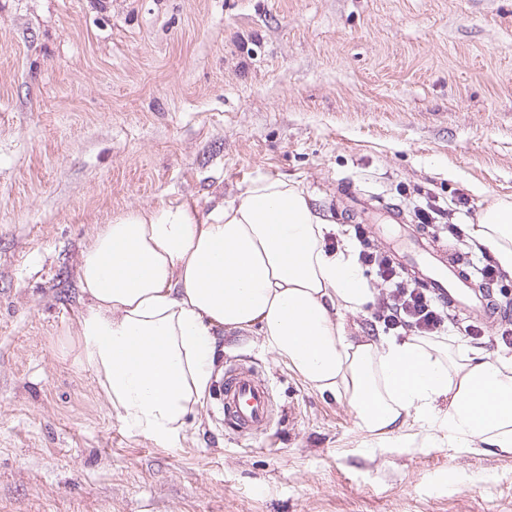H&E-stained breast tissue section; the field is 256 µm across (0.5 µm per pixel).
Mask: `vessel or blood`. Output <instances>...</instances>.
Wrapping results in <instances>:
<instances>
[{
    "mask_svg": "<svg viewBox=\"0 0 512 512\" xmlns=\"http://www.w3.org/2000/svg\"><path fill=\"white\" fill-rule=\"evenodd\" d=\"M347 208L353 218L363 221L376 211L371 197L352 191L347 194ZM394 261L423 288L446 302L449 309L476 322L496 323L500 306L493 289L474 282L465 262L439 241L418 233L407 241ZM216 396L220 418L228 429L244 435L267 429L272 392L252 370L228 369L217 384Z\"/></svg>",
    "mask_w": 512,
    "mask_h": 512,
    "instance_id": "b4317fda",
    "label": "vessel or blood"
}]
</instances>
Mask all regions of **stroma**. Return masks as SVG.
<instances>
[{
	"instance_id": "35a3bbf8",
	"label": "stroma",
	"mask_w": 512,
	"mask_h": 512,
	"mask_svg": "<svg viewBox=\"0 0 512 512\" xmlns=\"http://www.w3.org/2000/svg\"><path fill=\"white\" fill-rule=\"evenodd\" d=\"M298 183L355 243L348 181L477 223L512 200V0H0V512H512V453L361 429L258 331L213 372L273 392L240 436L213 398L175 441L127 429L78 359L82 252L131 209Z\"/></svg>"
}]
</instances>
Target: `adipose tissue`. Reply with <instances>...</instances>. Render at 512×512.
<instances>
[{
    "mask_svg": "<svg viewBox=\"0 0 512 512\" xmlns=\"http://www.w3.org/2000/svg\"><path fill=\"white\" fill-rule=\"evenodd\" d=\"M335 233L302 188L265 176L204 213L170 203L102 225L79 266V356L125 425L177 438L210 386L219 335L256 329L376 437L415 420L454 447L512 453V361L417 336L350 338L345 313L374 291ZM470 233L512 273V201L486 207Z\"/></svg>",
    "mask_w": 512,
    "mask_h": 512,
    "instance_id": "adipose-tissue-1",
    "label": "adipose tissue"
}]
</instances>
